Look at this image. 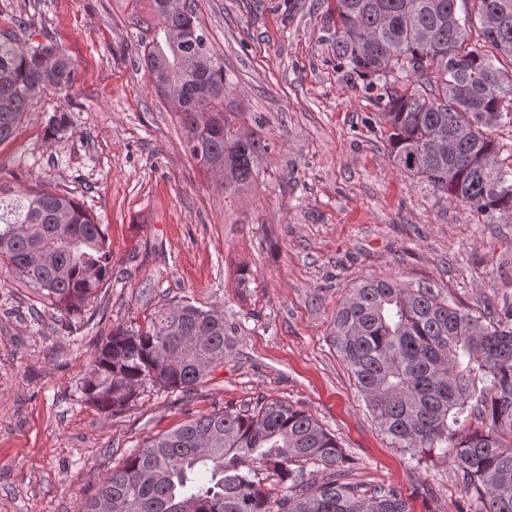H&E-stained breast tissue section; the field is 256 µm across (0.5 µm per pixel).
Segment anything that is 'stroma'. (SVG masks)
Segmentation results:
<instances>
[{
  "label": "stroma",
  "instance_id": "stroma-1",
  "mask_svg": "<svg viewBox=\"0 0 512 512\" xmlns=\"http://www.w3.org/2000/svg\"><path fill=\"white\" fill-rule=\"evenodd\" d=\"M197 5L233 84L225 114L269 146L235 195L186 155L149 83V0H0V38L54 40L74 71L69 96H35L0 143V179L74 197L112 248L111 280L71 319L0 276V512H84L150 440L264 398L335 434L352 481L396 486L413 512H457L450 458L417 463L379 431L332 344L333 319L372 274L431 283L471 308L512 303V213L486 222L394 167L376 92L336 69L333 0ZM62 110L69 127L48 135ZM184 298L223 312V365L185 390L144 385L114 414L88 404L83 378L113 326L146 325Z\"/></svg>",
  "mask_w": 512,
  "mask_h": 512
}]
</instances>
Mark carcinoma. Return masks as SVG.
I'll return each mask as SVG.
<instances>
[{"instance_id": "obj_1", "label": "carcinoma", "mask_w": 512, "mask_h": 512, "mask_svg": "<svg viewBox=\"0 0 512 512\" xmlns=\"http://www.w3.org/2000/svg\"><path fill=\"white\" fill-rule=\"evenodd\" d=\"M143 61L186 131L185 152L238 189L268 145L224 116L231 82L212 53L196 0H151ZM336 0V68L380 98L397 170L492 219L512 211V0ZM478 18V44L469 31ZM72 63L49 41L0 39V143L39 93L68 92ZM61 313H82L112 276L102 225L74 198L0 181V267ZM224 315L188 300L160 305L142 328L116 326L83 382L88 402L114 413L151 383L179 390L224 363ZM332 342L379 428L413 460L455 448L468 512H512V305L473 312L427 283L367 276L336 309ZM480 427L459 439L470 421ZM347 458L310 413L279 399L191 419L129 455L86 512H411L392 485L343 481ZM276 478L270 500L259 475Z\"/></svg>"}]
</instances>
